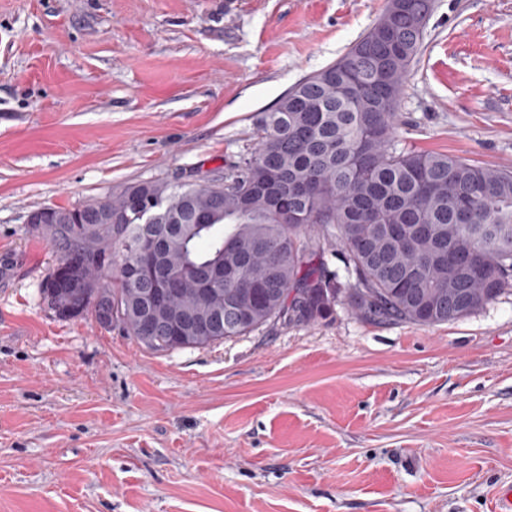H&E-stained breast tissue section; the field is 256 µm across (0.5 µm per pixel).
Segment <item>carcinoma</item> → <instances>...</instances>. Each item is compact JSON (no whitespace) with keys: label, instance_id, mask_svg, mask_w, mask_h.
I'll list each match as a JSON object with an SVG mask.
<instances>
[{"label":"carcinoma","instance_id":"obj_1","mask_svg":"<svg viewBox=\"0 0 512 512\" xmlns=\"http://www.w3.org/2000/svg\"><path fill=\"white\" fill-rule=\"evenodd\" d=\"M432 0H388L335 63L258 113L256 146L218 179L140 181L29 224L57 264L56 317L91 316L153 352L208 346L348 305L363 319L435 325L512 291V171L398 148L397 108ZM161 210L153 224L139 211ZM156 250L149 272L121 268ZM337 245L351 281L329 271ZM178 287L159 302L154 284Z\"/></svg>","mask_w":512,"mask_h":512}]
</instances>
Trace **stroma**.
I'll list each match as a JSON object with an SVG mask.
<instances>
[{"label": "stroma", "instance_id": "1", "mask_svg": "<svg viewBox=\"0 0 512 512\" xmlns=\"http://www.w3.org/2000/svg\"><path fill=\"white\" fill-rule=\"evenodd\" d=\"M386 0H0V512H494L512 293L433 326L345 307L156 353L62 320L30 211L202 182ZM400 147L512 169V0H432Z\"/></svg>", "mask_w": 512, "mask_h": 512}]
</instances>
